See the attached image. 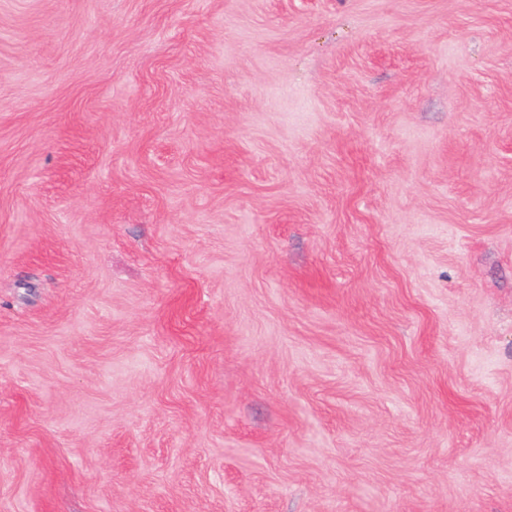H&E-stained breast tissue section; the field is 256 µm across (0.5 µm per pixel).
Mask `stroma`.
Masks as SVG:
<instances>
[{
    "instance_id": "stroma-1",
    "label": "stroma",
    "mask_w": 512,
    "mask_h": 512,
    "mask_svg": "<svg viewBox=\"0 0 512 512\" xmlns=\"http://www.w3.org/2000/svg\"><path fill=\"white\" fill-rule=\"evenodd\" d=\"M0 512H512V0H0Z\"/></svg>"
}]
</instances>
